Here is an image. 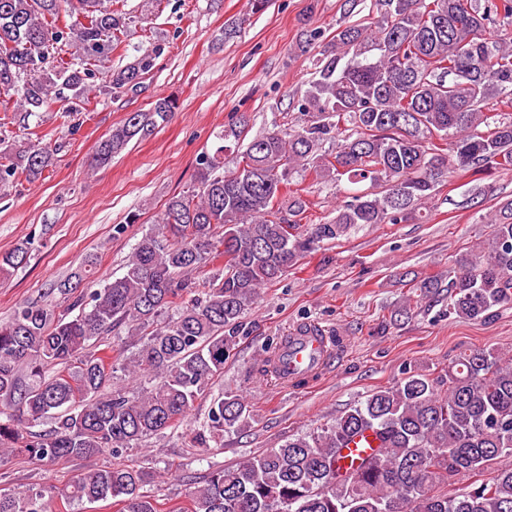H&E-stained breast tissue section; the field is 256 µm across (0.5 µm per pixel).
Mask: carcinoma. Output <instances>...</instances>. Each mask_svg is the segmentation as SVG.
Wrapping results in <instances>:
<instances>
[{"label":"carcinoma","mask_w":512,"mask_h":512,"mask_svg":"<svg viewBox=\"0 0 512 512\" xmlns=\"http://www.w3.org/2000/svg\"><path fill=\"white\" fill-rule=\"evenodd\" d=\"M121 0H0V96L29 118L62 103L67 114L91 100L137 89L157 55L94 83L99 63L131 23ZM370 27L342 22L322 46L298 106L301 124L243 143L248 125L216 135L197 161L196 184L172 195L135 244L122 276L77 292L94 277L86 264L60 282L61 298L19 306L0 322V463L120 455L163 433L224 375L247 335L246 314L261 288L363 224L419 217L416 206L458 173L512 168V117L484 111L512 92V0H374ZM70 50V58L58 56ZM71 92L61 95V90ZM176 109L170 97L131 112L98 146L105 165ZM350 134L340 137V124ZM448 140L433 151V137ZM342 138L336 153H319ZM240 154L227 173L224 153ZM51 150L36 142L0 152V187L39 180ZM312 173L349 185L370 180L382 194L352 193L336 217L301 224L306 199L288 188ZM489 237L420 289L448 288V315L478 320L512 304V201L490 218ZM18 245L0 256V276L27 263ZM207 277L196 291L192 277ZM124 328L139 348L122 363L128 387L112 383V355L90 341ZM233 391L211 399L193 430L200 448L248 424ZM44 431L33 427L45 421ZM512 454V356L465 353L436 380L411 374L368 395L313 434L291 436L231 468L212 470L170 512H512V468L466 494L451 488ZM165 477L117 465L77 475L67 503L112 499L120 512H164L144 487ZM47 490L0 489V512H50Z\"/></svg>","instance_id":"obj_1"}]
</instances>
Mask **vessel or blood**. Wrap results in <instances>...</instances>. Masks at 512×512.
I'll use <instances>...</instances> for the list:
<instances>
[{"label": "vessel or blood", "mask_w": 512, "mask_h": 512, "mask_svg": "<svg viewBox=\"0 0 512 512\" xmlns=\"http://www.w3.org/2000/svg\"><path fill=\"white\" fill-rule=\"evenodd\" d=\"M335 345L324 330L309 327L284 337L280 350L271 358L269 370L283 385H294L301 375L316 376L331 361Z\"/></svg>", "instance_id": "obj_1"}]
</instances>
